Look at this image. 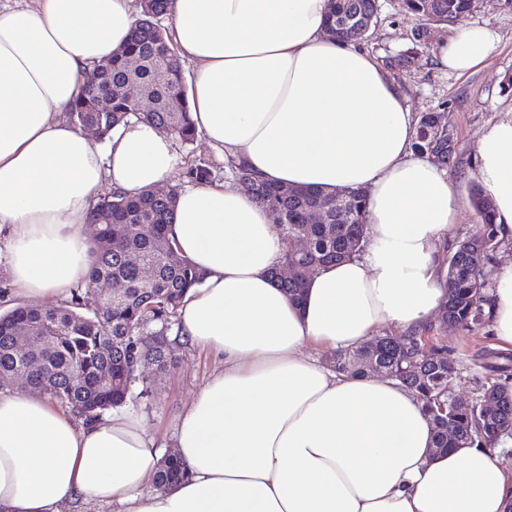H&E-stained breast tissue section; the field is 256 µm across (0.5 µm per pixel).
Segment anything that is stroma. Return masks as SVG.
I'll use <instances>...</instances> for the list:
<instances>
[{"label": "stroma", "mask_w": 512, "mask_h": 512, "mask_svg": "<svg viewBox=\"0 0 512 512\" xmlns=\"http://www.w3.org/2000/svg\"><path fill=\"white\" fill-rule=\"evenodd\" d=\"M464 24L490 29L497 34L498 42L480 66L462 75L441 68L434 53L436 42L453 38L460 26L431 25L428 39L413 42L416 22L402 11L400 0H379L378 24L362 43L363 49L379 60L410 55V62L393 72V80L405 93L412 112L444 113L457 139V155L446 173L460 208L455 223L448 227L446 242L437 249L436 262L442 270L456 241L478 229L470 186L479 180V139L493 122L512 113V89L507 86L512 78V6H507L505 0H475ZM177 152L181 163L174 173L176 185L187 184V167L194 161L208 163L216 182H223L229 174L222 154L203 137H196L191 145L178 146ZM439 345L459 369L455 392L462 398H476L500 373L512 374V350L498 347L492 323L471 332L442 336ZM171 354L173 362L165 369L145 368L151 391L131 406L164 447L171 444L177 413L217 366L210 352L176 340L171 343Z\"/></svg>", "instance_id": "35a3bbf8"}]
</instances>
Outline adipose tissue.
Masks as SVG:
<instances>
[{"label":"adipose tissue","mask_w":512,"mask_h":512,"mask_svg":"<svg viewBox=\"0 0 512 512\" xmlns=\"http://www.w3.org/2000/svg\"><path fill=\"white\" fill-rule=\"evenodd\" d=\"M329 12V0L170 4L197 134L257 181L367 193V248L315 271L295 303L272 277L281 241L250 192L175 187L174 140L148 123L103 144L70 122L93 65L134 29L133 0L0 5V238L14 292L59 304L84 281L102 187L176 189L173 245L205 275L178 334L219 361L174 423L186 476L152 493L162 454L136 413L79 426L40 393H0V512H512L498 449L436 451L413 392L305 355L430 321L445 297L433 253L460 207L443 168L412 148L402 89L356 42L327 35ZM496 41L465 27L436 58L466 73ZM478 163L497 234L512 241V116L484 131ZM494 280L495 338L510 348L512 260Z\"/></svg>","instance_id":"ef3b65f1"}]
</instances>
